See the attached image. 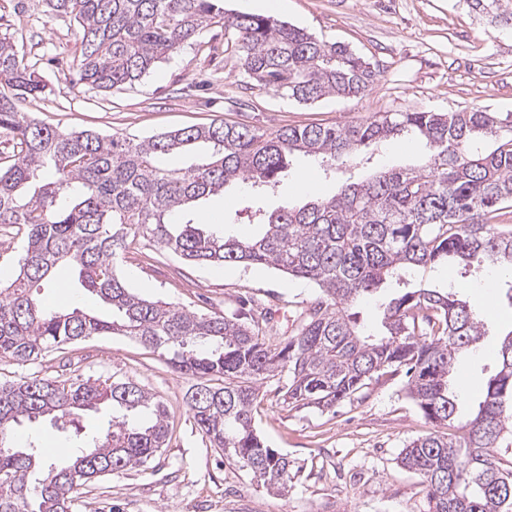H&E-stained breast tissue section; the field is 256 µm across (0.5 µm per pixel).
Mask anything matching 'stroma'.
<instances>
[{"mask_svg":"<svg viewBox=\"0 0 512 512\" xmlns=\"http://www.w3.org/2000/svg\"><path fill=\"white\" fill-rule=\"evenodd\" d=\"M269 16L340 42L376 66L379 76L362 97L329 96L302 104L260 90L235 60L222 53L224 29H203L199 45L158 63L141 80L103 93L76 81L81 49L78 26L45 16L40 0H6L0 33L9 34L35 63L48 89L21 102L22 111L45 122L132 138L203 125L221 118L272 133L285 126L351 123L377 112H456L483 108L512 116V27L491 24L467 0H285ZM420 153L388 141L334 176L323 175L304 155L292 157L290 174L267 190L265 210L300 206L337 193L345 179L418 165ZM254 189L226 188L189 213L198 223L253 229ZM117 268L129 288L147 298L199 314L238 312L245 299L264 301L287 323L293 309L318 293L315 285L268 267L195 266L160 245L136 246ZM503 274L484 265L461 277L456 263L411 275L413 288H455L485 325L481 346L468 354L455 386L468 405L480 400L496 367L497 350L512 331V300ZM42 299L70 311L104 313V306L59 271ZM35 372L61 380L115 376L161 396L170 413L166 448L143 465L101 477L80 491L74 512H428L417 475L397 462L400 450L429 431L408 396L401 372L370 381L335 412L282 404L268 394L255 415L266 443L303 470L287 496L268 493L251 475L229 464L193 424L185 403L189 379L174 372L158 352L126 336H93L69 349L67 364L41 360L23 367L0 364V379Z\"/></svg>","mask_w":512,"mask_h":512,"instance_id":"stroma-1","label":"stroma"}]
</instances>
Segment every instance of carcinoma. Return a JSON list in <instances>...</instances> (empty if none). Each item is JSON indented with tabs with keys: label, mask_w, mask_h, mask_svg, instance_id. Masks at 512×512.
I'll return each instance as SVG.
<instances>
[{
	"label": "carcinoma",
	"mask_w": 512,
	"mask_h": 512,
	"mask_svg": "<svg viewBox=\"0 0 512 512\" xmlns=\"http://www.w3.org/2000/svg\"><path fill=\"white\" fill-rule=\"evenodd\" d=\"M49 17L81 29L78 82L99 92L132 84L192 45L202 29L224 25V47L266 91L311 103L363 96L377 70L340 43H325L271 16L225 18L222 0H42ZM494 23L512 25V0H469ZM0 226L18 228L15 275L0 280V362L25 366L66 354L89 336H128L157 350L195 383L186 405L199 430L224 457L267 491L285 496L301 467L265 445L254 427L263 389L296 407L322 412L351 399L388 368H406V391L437 430L398 454L421 479L432 512H512V464L495 444L512 432V331L483 399L463 417L451 388L460 357L483 330L451 293L405 289L383 306L381 331L366 332L351 310L407 272L452 258L512 269V228L497 223L512 207V121L495 112H384L348 124L288 126L267 134L214 120L143 140L62 130L21 111L20 98L45 84L14 41L0 35ZM404 133L418 135L425 162L346 182L328 199L265 213L261 232L242 239L174 214L234 182L274 186L302 153L330 170ZM498 147L482 154L478 136ZM193 147L209 159L164 168L158 159ZM52 169L54 180L42 173ZM191 265L266 266L316 285L319 294L281 329L266 304L245 316L197 314L131 291L117 260L139 239ZM68 265L81 286L110 310L92 315L40 302L33 290ZM112 409L108 427L85 433L42 467L34 446L19 448L24 420L48 418L65 429L86 411ZM452 427L456 433L441 431ZM164 403L132 380L61 381L30 374L0 381V512H66L79 489L140 466L166 445Z\"/></svg>",
	"instance_id": "obj_1"
}]
</instances>
